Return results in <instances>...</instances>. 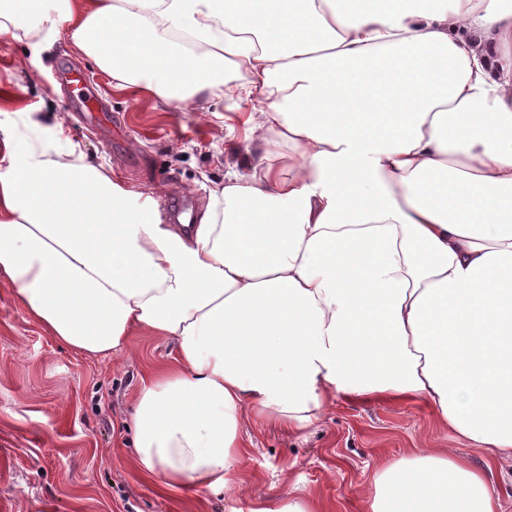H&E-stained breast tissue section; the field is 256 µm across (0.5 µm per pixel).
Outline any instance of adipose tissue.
Returning a JSON list of instances; mask_svg holds the SVG:
<instances>
[{
    "label": "adipose tissue",
    "instance_id": "1",
    "mask_svg": "<svg viewBox=\"0 0 512 512\" xmlns=\"http://www.w3.org/2000/svg\"><path fill=\"white\" fill-rule=\"evenodd\" d=\"M117 84L207 115L257 99L194 224L94 162L56 114L0 119V285L90 357L173 342L143 378L132 463L243 497L247 416L414 396L512 456V0H0ZM365 512H501L469 459L383 457Z\"/></svg>",
    "mask_w": 512,
    "mask_h": 512
}]
</instances>
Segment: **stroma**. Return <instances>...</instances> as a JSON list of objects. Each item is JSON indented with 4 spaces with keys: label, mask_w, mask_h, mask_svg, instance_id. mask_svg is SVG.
Listing matches in <instances>:
<instances>
[{
    "label": "stroma",
    "mask_w": 512,
    "mask_h": 512,
    "mask_svg": "<svg viewBox=\"0 0 512 512\" xmlns=\"http://www.w3.org/2000/svg\"><path fill=\"white\" fill-rule=\"evenodd\" d=\"M28 52L13 32H0V90L11 92L12 108L31 111L45 129L54 114H67L91 156L129 184L160 186L163 202L186 196L204 206L213 182L224 178L225 147L248 145L232 116L249 109V102L215 96L205 121L161 109L137 88L114 86L65 43L42 50L35 64H21ZM66 71L83 75L98 93L126 152H115L80 123L62 82ZM173 350L170 341L137 333L115 358L76 354L0 287V512H231L227 496L197 488L162 491L132 464L134 432L127 422L141 380L170 362ZM243 430L254 449L239 469L253 499L275 496L287 481L298 494L322 499L328 512H363L379 457L409 455L429 441L470 455L476 468L486 469L502 512H512V459L486 465L466 439L440 428L418 399L339 400L302 437L251 422Z\"/></svg>",
    "instance_id": "stroma-1"
}]
</instances>
